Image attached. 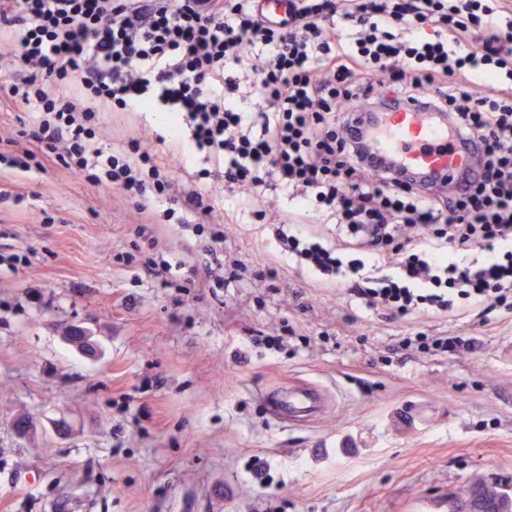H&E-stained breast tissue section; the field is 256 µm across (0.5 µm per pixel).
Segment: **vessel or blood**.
<instances>
[{
	"label": "vessel or blood",
	"instance_id": "vessel-or-blood-1",
	"mask_svg": "<svg viewBox=\"0 0 512 512\" xmlns=\"http://www.w3.org/2000/svg\"><path fill=\"white\" fill-rule=\"evenodd\" d=\"M371 138L375 150L391 157L404 169L423 175L440 174L456 178L472 158L469 149L450 145L448 127L437 114L419 111L407 103L396 112L378 113ZM289 408L310 412L320 404L317 391L303 389L287 393Z\"/></svg>",
	"mask_w": 512,
	"mask_h": 512
}]
</instances>
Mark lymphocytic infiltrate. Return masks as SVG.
Returning <instances> with one entry per match:
<instances>
[{"label":"lymphocytic infiltrate","mask_w":512,"mask_h":512,"mask_svg":"<svg viewBox=\"0 0 512 512\" xmlns=\"http://www.w3.org/2000/svg\"><path fill=\"white\" fill-rule=\"evenodd\" d=\"M263 53H253V46ZM0 73L36 105L44 159L134 198L143 222L210 223L211 188L175 190L150 148L102 145L99 114H171L178 162L224 167V188L270 183L343 224V259L310 225L283 219L282 251L387 317L460 316L512 295V0H0ZM266 104L243 110L236 74ZM446 114L479 146L464 188L377 159L356 115L404 102Z\"/></svg>","instance_id":"obj_1"}]
</instances>
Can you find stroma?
<instances>
[{
  "instance_id": "35a3bbf8",
  "label": "stroma",
  "mask_w": 512,
  "mask_h": 512,
  "mask_svg": "<svg viewBox=\"0 0 512 512\" xmlns=\"http://www.w3.org/2000/svg\"><path fill=\"white\" fill-rule=\"evenodd\" d=\"M0 75V512H448L468 482L512 486V313L387 319L281 257V186H213L224 241L178 224L138 237L131 199L61 165L25 171L26 108ZM113 146L151 140L150 112H104ZM181 262V287L143 266ZM268 276L217 283L230 258ZM85 329L97 345L72 343ZM453 331L454 356L402 345ZM286 336L272 354L257 337ZM320 417L275 422L292 383ZM27 425L16 434L15 420Z\"/></svg>"
}]
</instances>
